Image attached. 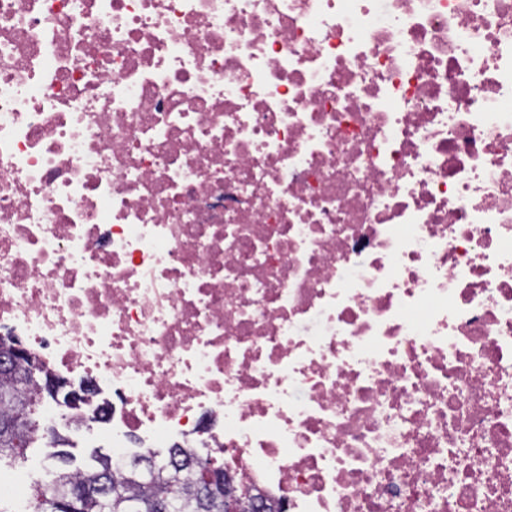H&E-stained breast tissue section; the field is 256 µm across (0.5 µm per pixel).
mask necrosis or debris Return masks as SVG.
I'll return each instance as SVG.
<instances>
[{
    "instance_id": "4bbe7bcc",
    "label": "necrosis or debris",
    "mask_w": 512,
    "mask_h": 512,
    "mask_svg": "<svg viewBox=\"0 0 512 512\" xmlns=\"http://www.w3.org/2000/svg\"><path fill=\"white\" fill-rule=\"evenodd\" d=\"M0 336L113 461L512 512V0H0Z\"/></svg>"
}]
</instances>
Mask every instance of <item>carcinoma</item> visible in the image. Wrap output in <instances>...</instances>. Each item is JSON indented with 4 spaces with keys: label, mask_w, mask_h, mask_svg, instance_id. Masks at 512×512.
<instances>
[{
    "label": "carcinoma",
    "mask_w": 512,
    "mask_h": 512,
    "mask_svg": "<svg viewBox=\"0 0 512 512\" xmlns=\"http://www.w3.org/2000/svg\"><path fill=\"white\" fill-rule=\"evenodd\" d=\"M14 387L13 375L0 370V420L15 423L11 430H0V458L18 457L36 431L34 400L30 396L24 421L17 422V411L9 398ZM182 456L177 471L152 465L144 471L135 463L126 471L111 470L103 461L98 464L103 472L101 482L96 477L88 481L68 470H58L51 485L34 489L32 512H164L169 503L173 512H223L217 505H201L196 493L199 473L192 465V455L184 451ZM83 484L88 486L86 493L72 500L74 490Z\"/></svg>",
    "instance_id": "cac0c4a2"
}]
</instances>
